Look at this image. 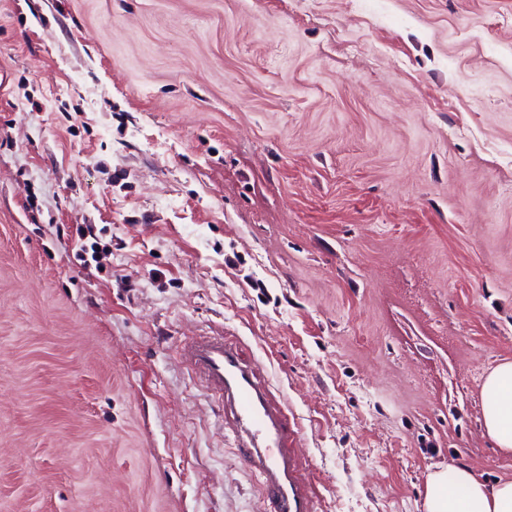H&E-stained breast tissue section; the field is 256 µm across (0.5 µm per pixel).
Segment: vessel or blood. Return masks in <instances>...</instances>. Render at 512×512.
Returning <instances> with one entry per match:
<instances>
[{"mask_svg": "<svg viewBox=\"0 0 512 512\" xmlns=\"http://www.w3.org/2000/svg\"><path fill=\"white\" fill-rule=\"evenodd\" d=\"M181 357L223 407L224 424L259 479L267 512H315L303 461L294 452L298 431L288 407L241 342L223 335L195 336Z\"/></svg>", "mask_w": 512, "mask_h": 512, "instance_id": "obj_1", "label": "vessel or blood"}]
</instances>
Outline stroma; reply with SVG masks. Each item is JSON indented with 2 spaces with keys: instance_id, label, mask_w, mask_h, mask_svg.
<instances>
[{
  "instance_id": "stroma-1",
  "label": "stroma",
  "mask_w": 512,
  "mask_h": 512,
  "mask_svg": "<svg viewBox=\"0 0 512 512\" xmlns=\"http://www.w3.org/2000/svg\"><path fill=\"white\" fill-rule=\"evenodd\" d=\"M205 331L316 512L512 478V0H0V512H266ZM181 357L224 409V425L258 478L266 512H315L313 491L293 451L298 434L288 406L262 378L238 340L194 336ZM483 428L497 452L512 457V361L497 364L481 386Z\"/></svg>"
}]
</instances>
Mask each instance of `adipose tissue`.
Masks as SVG:
<instances>
[{
    "instance_id": "1",
    "label": "adipose tissue",
    "mask_w": 512,
    "mask_h": 512,
    "mask_svg": "<svg viewBox=\"0 0 512 512\" xmlns=\"http://www.w3.org/2000/svg\"><path fill=\"white\" fill-rule=\"evenodd\" d=\"M483 428L497 452L512 457V361L497 364L481 386ZM425 512H512V478L488 483L466 466L433 472Z\"/></svg>"
}]
</instances>
